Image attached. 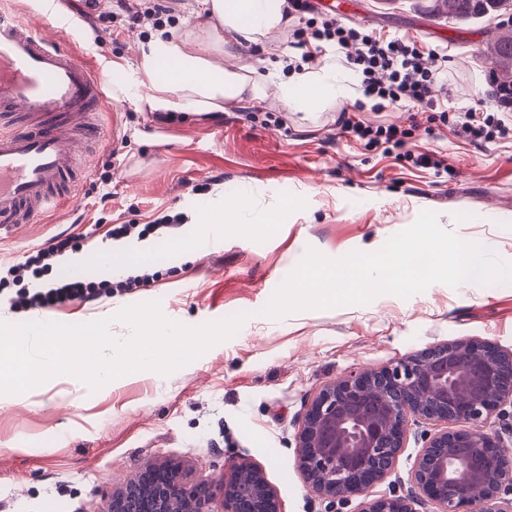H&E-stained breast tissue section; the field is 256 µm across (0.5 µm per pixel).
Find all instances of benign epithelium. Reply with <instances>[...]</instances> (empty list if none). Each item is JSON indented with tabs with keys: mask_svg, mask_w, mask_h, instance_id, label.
Masks as SVG:
<instances>
[{
	"mask_svg": "<svg viewBox=\"0 0 512 512\" xmlns=\"http://www.w3.org/2000/svg\"><path fill=\"white\" fill-rule=\"evenodd\" d=\"M512 406V352L469 342L436 345L381 370L326 384L312 398L297 433L300 469L313 493L336 505L365 495L394 468L413 417L445 423L429 436L412 470L408 496L368 499L359 512H512V458L486 424ZM253 488V512H281L257 463L242 459L220 492L187 480L185 465L151 460L116 492L108 512H241L238 488Z\"/></svg>",
	"mask_w": 512,
	"mask_h": 512,
	"instance_id": "benign-epithelium-1",
	"label": "benign epithelium"
}]
</instances>
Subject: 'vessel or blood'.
I'll list each match as a JSON object with an SVG mask.
<instances>
[{"instance_id":"1","label":"vessel or blood","mask_w":512,"mask_h":512,"mask_svg":"<svg viewBox=\"0 0 512 512\" xmlns=\"http://www.w3.org/2000/svg\"><path fill=\"white\" fill-rule=\"evenodd\" d=\"M52 15L53 0L33 22L0 11V235L70 201L106 101L104 78L48 36Z\"/></svg>"}]
</instances>
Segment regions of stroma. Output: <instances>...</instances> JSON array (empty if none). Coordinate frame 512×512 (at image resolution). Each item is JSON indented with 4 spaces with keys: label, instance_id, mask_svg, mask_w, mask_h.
<instances>
[{
    "label": "stroma",
    "instance_id": "35a3bbf8",
    "mask_svg": "<svg viewBox=\"0 0 512 512\" xmlns=\"http://www.w3.org/2000/svg\"><path fill=\"white\" fill-rule=\"evenodd\" d=\"M327 2L346 24L443 49L448 85L434 95L448 109L482 98L495 69L489 46L507 15L449 21L432 17L427 0ZM80 6L56 0L68 23L52 36L111 76L119 95L99 115L73 205L0 239V263L22 262L60 233L80 237L84 250L108 252L112 225L181 213L182 233L202 241L196 252L173 251L170 234L151 238L145 251L129 243L131 262L158 273L150 286L75 300L48 319L108 318L113 333L126 336L116 313L150 301L189 326L241 313L247 319L234 338L166 376H122L93 393L49 381L35 396L0 395V512H106L112 490L156 458L191 461V481L215 490L227 467L247 458L263 466L282 512H325L299 468L295 440L313 396L334 380L439 344L512 351V284L436 283L406 299L383 294L366 305L280 320L264 310L307 247L330 258L375 251L425 210L444 229L483 240L512 262V134L474 141L421 111L373 112L341 97L310 120L284 112L273 94L255 107L178 112L161 122L141 109L147 90L133 74L149 33L110 17L107 4L106 19L90 27ZM116 61L125 73H113ZM343 109L368 125L408 129L405 148L343 132L336 125ZM270 113L283 126L266 124ZM232 198L244 202L236 223H196L205 206ZM435 429L411 420L394 469L368 498L411 494V472Z\"/></svg>",
    "mask_w": 512,
    "mask_h": 512
}]
</instances>
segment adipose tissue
<instances>
[{
  "label": "adipose tissue",
  "instance_id": "obj_1",
  "mask_svg": "<svg viewBox=\"0 0 512 512\" xmlns=\"http://www.w3.org/2000/svg\"><path fill=\"white\" fill-rule=\"evenodd\" d=\"M210 19L206 27L174 37L158 30L143 46L137 80L146 87L143 104L151 112H223L230 106H256L275 90L285 111L319 112L337 98L356 95L355 82L336 73L334 60L315 70L269 71L244 61L252 45L273 41L285 26V0H201ZM231 58L229 66L212 61L214 53ZM176 63L172 78L161 74L157 58Z\"/></svg>",
  "mask_w": 512,
  "mask_h": 512
}]
</instances>
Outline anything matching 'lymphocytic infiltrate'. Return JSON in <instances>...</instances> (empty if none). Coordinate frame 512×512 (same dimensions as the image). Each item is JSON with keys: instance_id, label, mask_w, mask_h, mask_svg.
<instances>
[{"instance_id": "lymphocytic-infiltrate-1", "label": "lymphocytic infiltrate", "mask_w": 512, "mask_h": 512, "mask_svg": "<svg viewBox=\"0 0 512 512\" xmlns=\"http://www.w3.org/2000/svg\"><path fill=\"white\" fill-rule=\"evenodd\" d=\"M287 4L289 18L307 21L306 29L298 28L292 33L295 47L303 51L302 61L313 60L329 46L345 50L346 60L360 75L362 92L373 99L375 110L413 104L428 111L430 122L447 123L446 109L432 96L435 84L446 80L447 55L421 51L409 39L387 40L365 27L346 25L333 18L313 19L309 0H287ZM457 121L475 140L490 142L507 135L512 131V82L488 76L484 98L478 99L474 108L459 113ZM78 249L73 237L59 234L48 245L30 251L24 262L8 266L5 276H0V288L11 284L23 287L11 298V305L54 311L75 299L93 301L104 294L141 288L155 278L154 273L141 268L116 282H45V275L58 259Z\"/></svg>"}]
</instances>
